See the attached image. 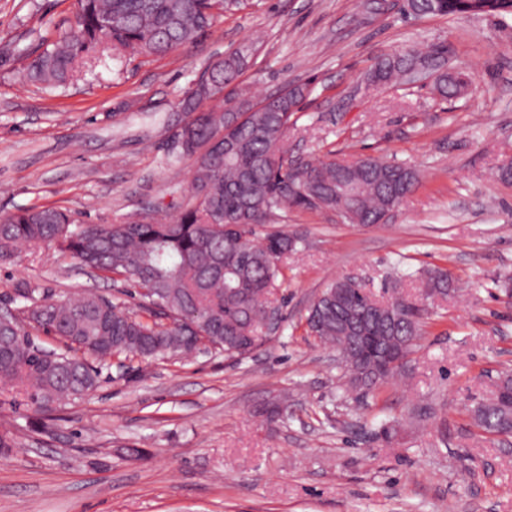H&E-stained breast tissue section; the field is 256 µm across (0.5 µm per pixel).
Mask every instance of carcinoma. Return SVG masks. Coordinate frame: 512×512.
I'll use <instances>...</instances> for the list:
<instances>
[{
    "instance_id": "carcinoma-1",
    "label": "carcinoma",
    "mask_w": 512,
    "mask_h": 512,
    "mask_svg": "<svg viewBox=\"0 0 512 512\" xmlns=\"http://www.w3.org/2000/svg\"><path fill=\"white\" fill-rule=\"evenodd\" d=\"M249 0H75V26L30 64L28 76L48 88L67 85L92 53L123 62L132 56L163 55L195 43L226 12L244 10ZM413 15L486 14L512 17V0H404ZM243 44L215 60L206 77L180 101L184 121L177 134V158H192L193 195L172 221L144 217L125 224L73 225L57 207L23 209L0 219V259L40 243H54L82 266L106 277L134 281L145 300L141 316L111 300L89 294L40 304L35 289L20 295L32 303L21 316L0 325V385L24 393L41 408L92 392L112 353L146 358L191 354L203 336L229 357H245L264 344L268 310L281 275L284 254L298 238L282 231L258 234L278 211L294 208L334 211L348 224L387 223L416 188V170L404 163L363 158L352 164L288 157L285 138L307 84H290L277 97L258 103L233 83L253 55ZM450 48L409 50L377 60L367 74L374 86L412 85V73L437 74L432 91L441 100L463 97L470 79L448 68ZM448 273H429L428 299L448 297ZM339 289L365 339L344 334L330 308ZM363 289L334 280L313 301L307 326L321 343L336 349L347 368L349 386L364 393L394 378L418 336V315L399 320L360 318ZM63 339L83 356L47 357L25 327ZM389 356L386 378L376 377L373 360ZM477 425L497 433L512 426V407L499 396L473 410Z\"/></svg>"
}]
</instances>
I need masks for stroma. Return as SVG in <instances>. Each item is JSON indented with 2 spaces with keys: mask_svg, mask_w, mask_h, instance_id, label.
<instances>
[{
  "mask_svg": "<svg viewBox=\"0 0 512 512\" xmlns=\"http://www.w3.org/2000/svg\"><path fill=\"white\" fill-rule=\"evenodd\" d=\"M358 12L359 0H253L197 44L120 64L96 54L52 91L26 69L73 27L74 0H0V218L44 206L80 225L175 216L194 168L172 160L179 102L248 40L256 52L236 84L253 101L314 87L290 152L382 157L419 174L385 224L301 210L272 218L270 230L301 243L281 263L280 327L245 358L123 354L89 395L48 413L0 396V435L12 440L0 448V512H512V438L485 434L472 414L512 372V184L495 176L512 157V18L395 6L361 24ZM442 44L474 81L462 99L366 86L379 56ZM434 269L457 290L425 302ZM349 276L375 292L402 280L426 305L400 373L363 399L305 324L313 299ZM22 282L41 302L93 293L136 304L133 283L53 245L0 260V310L25 306ZM274 399L287 409L271 424L257 410Z\"/></svg>",
  "mask_w": 512,
  "mask_h": 512,
  "instance_id": "35a3bbf8",
  "label": "stroma"
}]
</instances>
